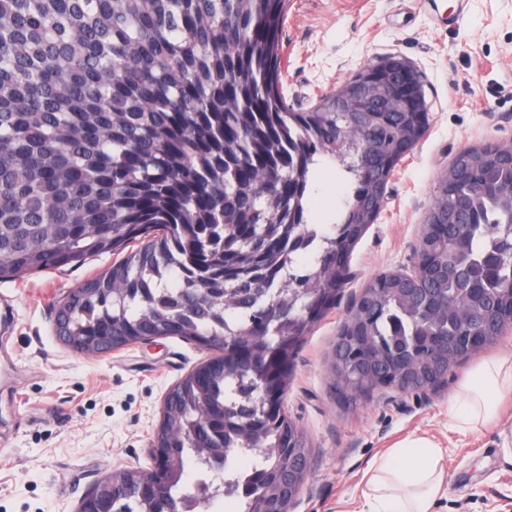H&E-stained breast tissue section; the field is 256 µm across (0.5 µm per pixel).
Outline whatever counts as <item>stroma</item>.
Wrapping results in <instances>:
<instances>
[{
	"mask_svg": "<svg viewBox=\"0 0 512 512\" xmlns=\"http://www.w3.org/2000/svg\"><path fill=\"white\" fill-rule=\"evenodd\" d=\"M288 0L281 71L290 107L305 111L378 57L398 55L424 80L430 107L423 138L392 172L381 212L356 245L351 280L295 360L285 397L289 416L312 446V474L294 512H363L371 462L406 440L443 448L448 497L437 512H512V395L500 429L456 427L448 398L478 362L512 356V335L470 355L436 391H379L350 406L329 388L328 361L339 327L366 283L387 269L411 268L434 191L455 155L512 140V0ZM345 192L328 166L310 203L326 223ZM115 257L0 281L11 312L0 332V512H74L101 476L148 467L147 450L165 392L207 351L179 337L104 356L73 352L56 336L53 307Z\"/></svg>",
	"mask_w": 512,
	"mask_h": 512,
	"instance_id": "stroma-1",
	"label": "stroma"
}]
</instances>
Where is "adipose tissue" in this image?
<instances>
[{
  "label": "adipose tissue",
  "mask_w": 512,
  "mask_h": 512,
  "mask_svg": "<svg viewBox=\"0 0 512 512\" xmlns=\"http://www.w3.org/2000/svg\"><path fill=\"white\" fill-rule=\"evenodd\" d=\"M512 394V357L500 355L470 369L448 399V415L463 429L480 430L492 423L500 401ZM443 454L418 438L382 458L368 484L369 512H433L445 491Z\"/></svg>",
  "instance_id": "adipose-tissue-1"
}]
</instances>
